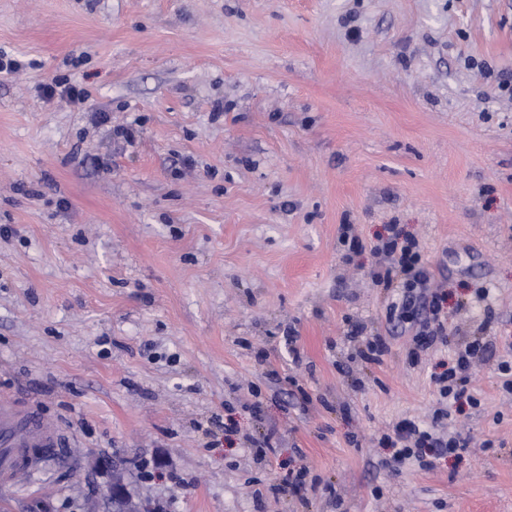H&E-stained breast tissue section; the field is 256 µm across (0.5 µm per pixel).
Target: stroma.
<instances>
[{
    "label": "stroma",
    "instance_id": "1",
    "mask_svg": "<svg viewBox=\"0 0 512 512\" xmlns=\"http://www.w3.org/2000/svg\"><path fill=\"white\" fill-rule=\"evenodd\" d=\"M0 50V395L59 432L7 512H512V0H0ZM393 224L488 346L427 468L379 442L450 360L367 275ZM39 91L47 99L58 98L69 103L79 104L86 100V91L68 77L55 76L51 81L39 85Z\"/></svg>",
    "mask_w": 512,
    "mask_h": 512
}]
</instances>
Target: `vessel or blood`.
I'll list each match as a JSON object with an SVG mask.
<instances>
[{
	"mask_svg": "<svg viewBox=\"0 0 512 512\" xmlns=\"http://www.w3.org/2000/svg\"><path fill=\"white\" fill-rule=\"evenodd\" d=\"M54 431L37 413L20 412L11 398H0V483H17L28 473L22 462L25 449L51 448Z\"/></svg>",
	"mask_w": 512,
	"mask_h": 512,
	"instance_id": "obj_1",
	"label": "vessel or blood"
}]
</instances>
